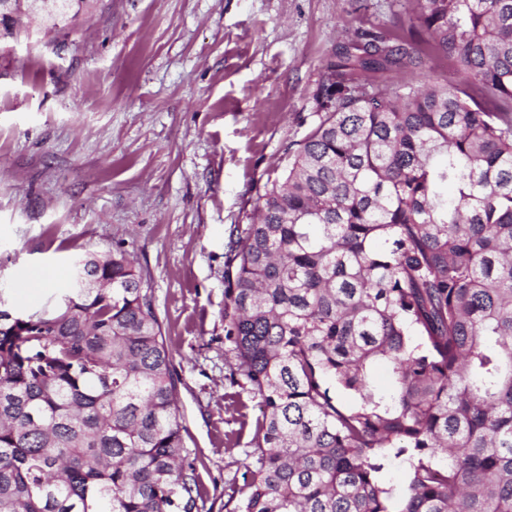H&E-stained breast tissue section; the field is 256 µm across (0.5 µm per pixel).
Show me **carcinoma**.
<instances>
[{"label": "carcinoma", "instance_id": "obj_1", "mask_svg": "<svg viewBox=\"0 0 512 512\" xmlns=\"http://www.w3.org/2000/svg\"><path fill=\"white\" fill-rule=\"evenodd\" d=\"M412 4L420 39L336 46L319 123L230 241L231 383L262 417L226 512H512V0ZM178 383L120 247L75 255L39 310L0 299V512H199Z\"/></svg>", "mask_w": 512, "mask_h": 512}]
</instances>
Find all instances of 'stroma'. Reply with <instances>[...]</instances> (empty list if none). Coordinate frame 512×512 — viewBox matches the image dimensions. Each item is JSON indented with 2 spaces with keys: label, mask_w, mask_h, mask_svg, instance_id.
Masks as SVG:
<instances>
[{
  "label": "stroma",
  "mask_w": 512,
  "mask_h": 512,
  "mask_svg": "<svg viewBox=\"0 0 512 512\" xmlns=\"http://www.w3.org/2000/svg\"><path fill=\"white\" fill-rule=\"evenodd\" d=\"M409 0H95L70 33L0 42V295L69 277L84 250H127L181 379L200 512H225L255 465L259 414L230 381L224 261L234 225L318 124L313 94L347 32L402 22Z\"/></svg>",
  "instance_id": "obj_1"
}]
</instances>
